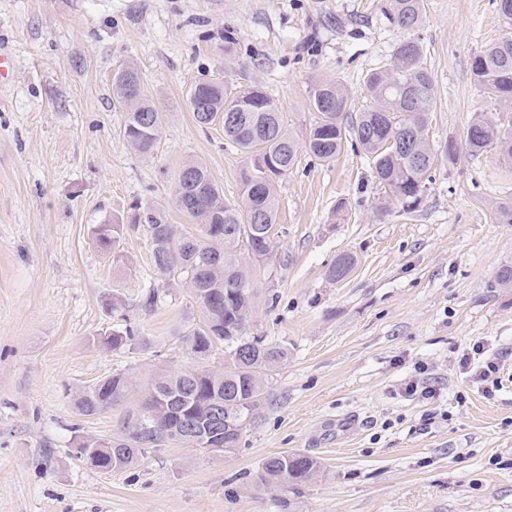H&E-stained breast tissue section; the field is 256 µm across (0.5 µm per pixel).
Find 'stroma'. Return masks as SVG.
<instances>
[{"instance_id": "stroma-1", "label": "stroma", "mask_w": 512, "mask_h": 512, "mask_svg": "<svg viewBox=\"0 0 512 512\" xmlns=\"http://www.w3.org/2000/svg\"><path fill=\"white\" fill-rule=\"evenodd\" d=\"M423 24L397 27L391 0H0V512H512V161L464 147L469 124L502 109L470 75L472 57L506 31L494 0H424ZM423 47L440 159L414 212L379 206L371 160L348 146L333 161L300 152L276 184L277 236L249 319L288 359L238 448L208 454L170 442L107 471L77 455L83 437L124 430L154 373L194 359L175 331L200 312L153 271L146 226L118 254L92 231L133 203L169 206L188 159L227 200L245 161L224 127H199L186 96L199 78L263 87L297 141L315 114L312 83H341L352 112L370 105L365 75L394 47ZM134 65L163 114L151 154L123 139L112 93ZM342 214H335L338 202ZM343 253V279L328 270ZM157 289L156 306L141 300ZM122 299L124 313L112 311ZM130 324L143 343L103 344ZM500 364L486 395L460 359L474 342ZM116 371L137 387L121 408L79 415L77 396ZM415 382L433 398L408 394ZM315 457L307 482L263 487L266 457Z\"/></svg>"}]
</instances>
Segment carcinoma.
Returning a JSON list of instances; mask_svg holds the SVG:
<instances>
[{
	"mask_svg": "<svg viewBox=\"0 0 512 512\" xmlns=\"http://www.w3.org/2000/svg\"><path fill=\"white\" fill-rule=\"evenodd\" d=\"M393 19L406 30L423 22V0H392ZM471 77L484 91L512 110V32L481 50L471 60ZM373 104L348 123L350 96L335 81H320L310 91L314 122L305 136V147L314 157L332 161L346 142L362 149L373 161L375 179L386 197L407 210L417 208L431 180L439 158L450 160L456 144L448 141L435 148L429 137L430 116L435 109L433 78L423 62V49L410 39L397 45L390 67L373 70L365 79ZM187 107L196 123L207 128L217 121L224 125V137L246 156L240 175L241 193L230 202L213 182L207 166L190 159L183 163L173 189L175 207L200 226L201 235L190 232L176 237L163 206L135 204L127 215L99 224L94 236L100 247L117 253L126 225L139 224V212L148 209L145 222L152 243V266L164 280L179 281L190 291L200 310L198 322L179 330L180 345L200 366L187 372L155 374L142 403L143 412L130 415L124 434L117 437L82 438L79 448H95L97 456L109 462V450L123 448L112 468L123 469L139 459L144 448L168 441L185 445L178 437L181 425H189L199 437L213 433L214 409L222 407L233 418H256L271 372L288 360V347L250 330L249 317L257 295L254 280L260 264L242 255V240L261 253L271 250L278 203L276 180L288 174L296 161L298 143L288 128L283 112L265 90L235 91L219 81L195 83ZM134 108L125 115L123 138L134 151L148 155L155 149L162 123L145 84L132 89ZM465 147L473 155L495 150L512 159V131H505L479 116L469 125ZM354 257L343 253L329 268L330 279H342L354 266ZM108 343L112 349H129L138 344V334L127 327L114 330ZM224 348V368L205 366L218 349ZM133 389L132 378L124 372L105 377L102 383L85 389L76 401L83 416H94L119 405ZM150 431L135 428L138 421ZM262 468L274 478L257 476L263 486H281L309 481L320 470L316 458L300 452L268 456Z\"/></svg>",
	"mask_w": 512,
	"mask_h": 512,
	"instance_id": "cac0c4a2",
	"label": "carcinoma"
}]
</instances>
